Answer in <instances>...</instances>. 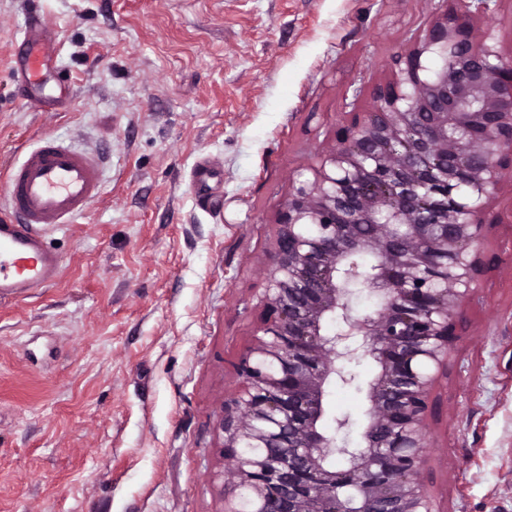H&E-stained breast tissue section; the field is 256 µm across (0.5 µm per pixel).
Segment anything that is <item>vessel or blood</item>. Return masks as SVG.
Returning a JSON list of instances; mask_svg holds the SVG:
<instances>
[{
	"mask_svg": "<svg viewBox=\"0 0 512 512\" xmlns=\"http://www.w3.org/2000/svg\"><path fill=\"white\" fill-rule=\"evenodd\" d=\"M57 47L56 30L39 0H31L9 48L14 80L31 104L45 99L46 74ZM101 182L98 158L48 136L0 176L11 213L10 220L0 222V301L26 297L56 282L62 260L47 246L46 234L84 216L99 197Z\"/></svg>",
	"mask_w": 512,
	"mask_h": 512,
	"instance_id": "vessel-or-blood-1",
	"label": "vessel or blood"
}]
</instances>
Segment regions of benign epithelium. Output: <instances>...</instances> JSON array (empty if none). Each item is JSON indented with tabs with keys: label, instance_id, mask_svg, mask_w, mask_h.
<instances>
[{
	"label": "benign epithelium",
	"instance_id": "benign-epithelium-1",
	"mask_svg": "<svg viewBox=\"0 0 512 512\" xmlns=\"http://www.w3.org/2000/svg\"><path fill=\"white\" fill-rule=\"evenodd\" d=\"M438 0L374 109L292 181L266 255L264 315L233 364L240 387L220 406L217 455L231 463L224 512L246 488L255 512H433L418 474L436 377L481 273L479 246L497 223L488 206L512 170V55L477 22L493 0ZM439 57L432 68L429 55ZM378 257L365 277L380 298L357 316L351 256ZM333 317L341 328L324 332ZM364 350L363 446L323 431L326 388L354 376L336 361ZM265 452L238 457L242 441ZM340 456L346 465L330 459Z\"/></svg>",
	"mask_w": 512,
	"mask_h": 512
}]
</instances>
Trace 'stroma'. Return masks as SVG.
<instances>
[{
  "label": "stroma",
  "mask_w": 512,
  "mask_h": 512,
  "mask_svg": "<svg viewBox=\"0 0 512 512\" xmlns=\"http://www.w3.org/2000/svg\"><path fill=\"white\" fill-rule=\"evenodd\" d=\"M71 106L13 93L25 0H0V170L45 135L103 161L49 235L59 279L0 302V512H222L216 424L260 318L293 175L373 108L429 0H41ZM215 171L197 202L191 172ZM481 247L419 473L435 512H512V182ZM322 426L363 444L372 357L342 360ZM349 425L337 429L336 421Z\"/></svg>",
  "instance_id": "obj_1"
}]
</instances>
